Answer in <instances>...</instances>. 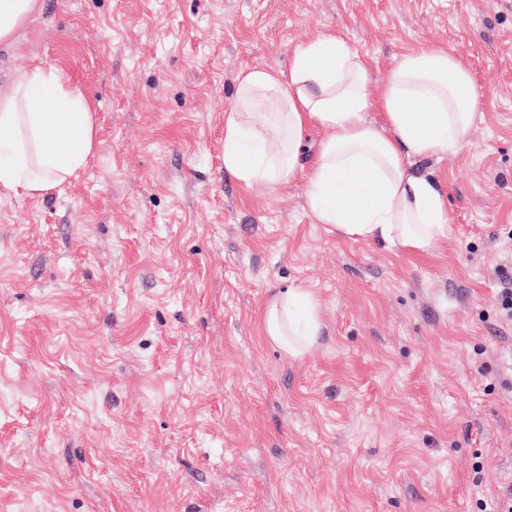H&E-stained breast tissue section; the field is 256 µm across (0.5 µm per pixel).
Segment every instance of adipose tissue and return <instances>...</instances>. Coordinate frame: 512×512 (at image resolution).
<instances>
[{"instance_id":"adipose-tissue-1","label":"adipose tissue","mask_w":512,"mask_h":512,"mask_svg":"<svg viewBox=\"0 0 512 512\" xmlns=\"http://www.w3.org/2000/svg\"><path fill=\"white\" fill-rule=\"evenodd\" d=\"M234 98L224 117V169L244 187L302 179L316 223L349 237L418 253L446 238L444 191L412 172L411 160L463 149L475 125V86L448 49L421 45L379 83L371 59L327 32L297 46L287 69L240 73ZM314 128L325 136L308 165ZM95 131L91 103L59 69H24L0 95V189L31 198L59 190L88 165ZM323 329L310 292L270 297L263 330L286 357H304Z\"/></svg>"}]
</instances>
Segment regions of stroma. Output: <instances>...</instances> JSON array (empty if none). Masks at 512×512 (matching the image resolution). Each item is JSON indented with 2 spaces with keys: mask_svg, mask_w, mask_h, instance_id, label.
Returning <instances> with one entry per match:
<instances>
[{
  "mask_svg": "<svg viewBox=\"0 0 512 512\" xmlns=\"http://www.w3.org/2000/svg\"><path fill=\"white\" fill-rule=\"evenodd\" d=\"M343 36L386 79L425 42L468 67V146L414 159L432 254L314 223L293 180L224 171L241 71ZM61 68L96 148L60 192L0 190V512H480L512 491V0H41L0 94ZM321 305L304 358L264 335ZM323 329L319 303L310 292L289 288L270 297L263 330L287 358L299 359L309 353L318 344Z\"/></svg>",
  "mask_w": 512,
  "mask_h": 512,
  "instance_id": "stroma-1",
  "label": "stroma"
}]
</instances>
